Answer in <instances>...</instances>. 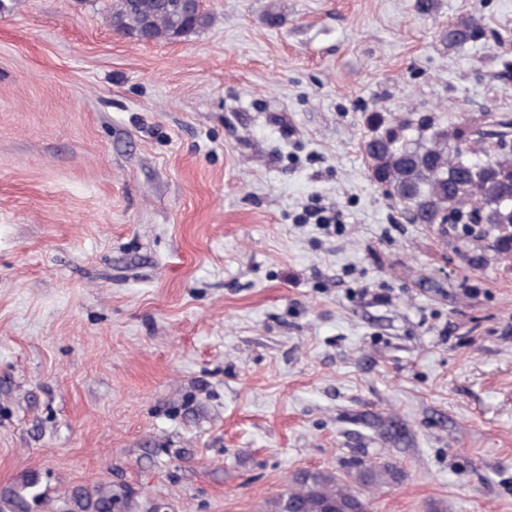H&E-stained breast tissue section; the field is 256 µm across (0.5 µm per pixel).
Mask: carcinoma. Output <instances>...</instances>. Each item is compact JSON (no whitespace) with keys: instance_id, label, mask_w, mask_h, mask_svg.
I'll list each match as a JSON object with an SVG mask.
<instances>
[{"instance_id":"carcinoma-1","label":"carcinoma","mask_w":512,"mask_h":512,"mask_svg":"<svg viewBox=\"0 0 512 512\" xmlns=\"http://www.w3.org/2000/svg\"><path fill=\"white\" fill-rule=\"evenodd\" d=\"M112 0L106 14L111 29L140 41H172L208 26L212 17L201 0ZM362 153L370 180L387 188V198L411 224H437L444 233L465 225L469 240L496 231L492 250L512 261V117L492 118L486 127L441 126L436 116L372 112ZM400 479L390 461L351 464L349 479L302 470L270 502L269 512H371L372 502L354 485H389ZM39 477L24 476L0 487V512H45ZM59 512H161L139 505L122 488L77 486Z\"/></svg>"}]
</instances>
